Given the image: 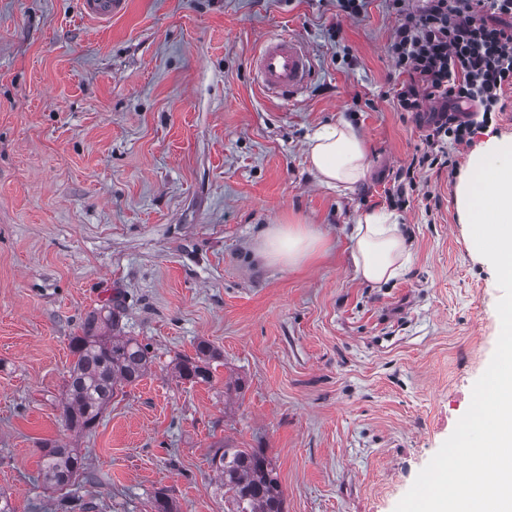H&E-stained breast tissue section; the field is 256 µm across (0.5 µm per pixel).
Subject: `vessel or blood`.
<instances>
[{
    "label": "vessel or blood",
    "mask_w": 512,
    "mask_h": 512,
    "mask_svg": "<svg viewBox=\"0 0 512 512\" xmlns=\"http://www.w3.org/2000/svg\"><path fill=\"white\" fill-rule=\"evenodd\" d=\"M89 17L107 20L120 13L125 0H82ZM256 78L261 89L277 96H289L304 88L313 71L304 44L294 36L267 39L255 57Z\"/></svg>",
    "instance_id": "1"
}]
</instances>
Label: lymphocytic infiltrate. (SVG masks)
Returning <instances> with one entry per match:
<instances>
[{"label": "lymphocytic infiltrate", "instance_id": "1", "mask_svg": "<svg viewBox=\"0 0 512 512\" xmlns=\"http://www.w3.org/2000/svg\"><path fill=\"white\" fill-rule=\"evenodd\" d=\"M397 25L386 53L405 79L389 102L432 116L409 170L445 169L457 162L449 145H472L493 113L506 111L512 89V0H386Z\"/></svg>", "mask_w": 512, "mask_h": 512}]
</instances>
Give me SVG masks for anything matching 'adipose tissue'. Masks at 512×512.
<instances>
[{
	"label": "adipose tissue",
	"mask_w": 512,
	"mask_h": 512,
	"mask_svg": "<svg viewBox=\"0 0 512 512\" xmlns=\"http://www.w3.org/2000/svg\"><path fill=\"white\" fill-rule=\"evenodd\" d=\"M312 171L329 187H351L368 170L363 139L344 121L316 130L310 139ZM317 236L298 224H280L265 235L267 254L287 265L299 264L314 249ZM352 256L357 274L379 286L398 277L411 261L408 241L394 214H366L352 232Z\"/></svg>",
	"instance_id": "adipose-tissue-1"
}]
</instances>
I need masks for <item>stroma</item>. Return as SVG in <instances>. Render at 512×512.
I'll list each match as a JSON object with an SVG mask.
<instances>
[{"label": "stroma", "mask_w": 512, "mask_h": 512, "mask_svg": "<svg viewBox=\"0 0 512 512\" xmlns=\"http://www.w3.org/2000/svg\"><path fill=\"white\" fill-rule=\"evenodd\" d=\"M395 17L369 0H126L109 21L79 0H0V496L54 512L43 446L84 457L94 512H224L214 443L263 449L285 512H394L458 420L501 330L502 296L456 204L457 180L423 170L390 196L423 132L386 97L403 80L385 48ZM300 39L313 73L263 92L253 57ZM363 135V182L319 183L321 127ZM439 203L426 207L424 193ZM394 213L403 274L356 273L351 232ZM322 236L297 266L266 261L278 224ZM121 295L117 332L153 362L92 434L63 414L72 337ZM213 378L177 377L198 342Z\"/></svg>", "instance_id": "obj_1"}]
</instances>
